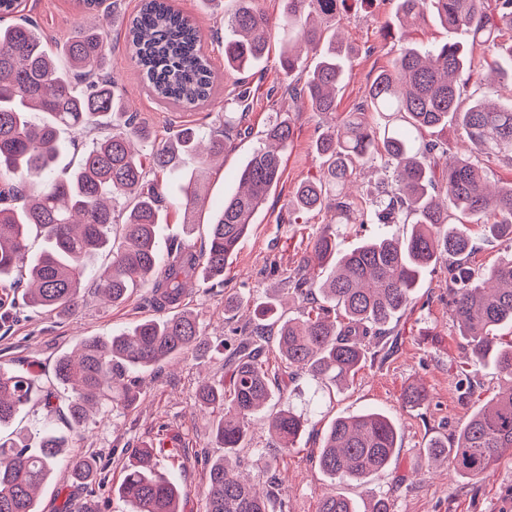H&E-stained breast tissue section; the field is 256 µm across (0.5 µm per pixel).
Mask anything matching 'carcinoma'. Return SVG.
Masks as SVG:
<instances>
[{"label": "carcinoma", "mask_w": 512, "mask_h": 512, "mask_svg": "<svg viewBox=\"0 0 512 512\" xmlns=\"http://www.w3.org/2000/svg\"><path fill=\"white\" fill-rule=\"evenodd\" d=\"M236 0L224 21V68L249 71L264 57L278 29L288 30L279 56L281 69L295 82L288 93L311 103L316 112L336 111L349 56L336 41V21L347 0H285L286 10L273 19ZM455 41L420 50L406 42L390 68L380 71L364 101L339 125L319 135L316 151L323 159L322 178L301 183L288 208L303 213L326 211L335 224H409L403 237L386 231L338 254L336 234L321 231L294 275L288 293L302 302V318L284 319L279 300L254 308L258 338L226 341L224 376L199 386L196 403L220 411L215 443L224 456L209 467L205 512H274L277 490L258 474L235 473L230 458L248 440L250 425L268 421L279 441V455L291 451L305 432L315 405L302 397L296 381L306 377L340 391L365 365L374 341L412 308L423 273L440 262L448 265V303L459 334L467 339L471 367L494 365L507 381L494 404L473 414L448 444L432 441L428 459L446 461L457 477L472 479L512 448V339L500 336L512 326V250L482 272L468 262L474 243L467 223H481L488 235L512 241V183L491 184L482 164L512 163V104L489 103L469 96L462 105L458 76L473 64L478 48L493 49L488 67L512 76V43L500 46L512 31V0H395L392 30L404 34L425 13ZM128 53L148 92L165 105L199 108L215 88L214 71L195 20L170 0H141L126 23ZM68 66H59L46 36L29 19L0 25V282L25 277V298L34 309L73 313L84 283L93 280L100 296L114 305L130 288L152 284L159 305L178 302L187 280L224 276V267L249 233L254 218L283 174L280 150L294 138L292 123L274 118L265 130L266 144L255 149L239 172L238 188L208 223L207 241L198 251L157 239L165 183L176 176L177 204L193 232L200 198V174L224 157L231 133L206 137L187 127L163 143L134 121L112 80V47L100 28L81 29L64 44ZM376 116L375 124L367 115ZM112 119L111 131L83 152L65 180L54 168L66 149L62 128L85 133ZM454 122L466 135L468 150L458 155L441 140L418 141L414 133L448 128ZM200 155V170L180 167L184 156ZM379 165L389 173L387 187L367 211L356 208L347 191L360 165ZM126 206L115 213L112 201ZM123 235L111 238L112 225ZM44 248L29 254L31 233ZM110 257L103 268L95 261ZM274 336L285 361L284 376L271 373L260 359V338ZM204 336L196 318L181 312L146 319L108 338H88L79 352L60 357L52 374L21 372L0 364V426L28 405L35 390L51 413L57 409V386L69 390L71 426L86 424L90 411L105 406L127 409L137 402L139 387L131 373L201 348ZM283 405L265 410L274 395ZM428 401L421 386L402 397L406 408ZM399 424L383 411L335 418L323 438L318 462L338 482L365 481L386 469L399 448ZM67 437L43 428L37 443L0 437V512H36L37 494L64 466L74 479L91 481L93 458L67 452ZM119 496L132 512H183L182 488L158 470L154 448H142L126 470ZM319 512H358L338 491L328 493Z\"/></svg>", "instance_id": "obj_1"}]
</instances>
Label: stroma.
I'll list each match as a JSON object with an SVG mask.
<instances>
[{"mask_svg": "<svg viewBox=\"0 0 512 512\" xmlns=\"http://www.w3.org/2000/svg\"><path fill=\"white\" fill-rule=\"evenodd\" d=\"M141 0H112L111 5L88 14L75 0H23V17L34 20L56 44H63L86 24L104 29L112 45V74L135 120L157 137H172L177 129L194 127L223 134L225 121L243 120L249 136L232 140L223 161L206 173L204 215L213 214L238 186L242 163L259 143V136L275 115L289 117L294 139L283 154V175L257 213L248 236L224 268V278L193 287L180 303L193 314L206 344L182 359L137 372L141 396L137 404L119 411L93 414L85 427L71 431L74 453L91 456L100 474L91 491L79 490L65 469H58L38 496V512H60L71 501L75 512H128L117 496L130 455L145 443L156 444L163 472L174 475L186 492L183 512H204L208 467L223 456L212 441L216 420L199 410L196 393L200 381L224 374V340L240 335L249 317L248 304L278 295L282 312L294 318L301 306L288 295V276L311 249L328 217L326 213L300 214L288 201L297 186L321 175V160L314 143L331 120L353 111L365 98L379 70L389 68L403 42L430 47L448 40L449 34L433 17H425L405 38L388 36L393 0H347L339 24L342 44L351 63L337 96L332 115L314 111L304 100L288 96V78L279 66V48L269 52L248 73L224 67V17L234 0H174L177 8L194 17L201 28L204 47L219 71L220 81L210 103L181 111L164 106L147 92L125 49V23ZM490 51L474 53V68L461 73L460 83L487 99H512V80L495 77L480 81ZM249 93V110L239 116L233 100L240 90ZM415 305L400 319L387 345L375 361L362 368L334 400L321 402L296 449L279 472L281 495L288 512H318L324 495L341 490L358 507L371 494L388 498L392 512H512V449L475 479H460L446 467L427 464L424 449L432 437L453 438L473 412L498 394L503 380L494 367L474 375L478 389L465 395L462 368L469 348L460 336L448 306V271L444 264L429 268L415 292ZM237 299V309L226 306ZM152 302V289L139 286L116 306H104L94 288L86 286L79 309L55 315L26 306L22 288L12 289L0 308V363L35 374L50 372L56 359L91 336L108 337L132 328L141 320L162 317ZM422 385L428 402L420 409L401 407V397L411 384ZM380 409L397 419L400 448L395 461L367 483L335 484L318 464L319 448L327 426L339 415ZM277 451V442L265 424L254 423L247 448L240 453L245 472L257 474Z\"/></svg>", "mask_w": 512, "mask_h": 512, "instance_id": "stroma-1", "label": "stroma"}]
</instances>
